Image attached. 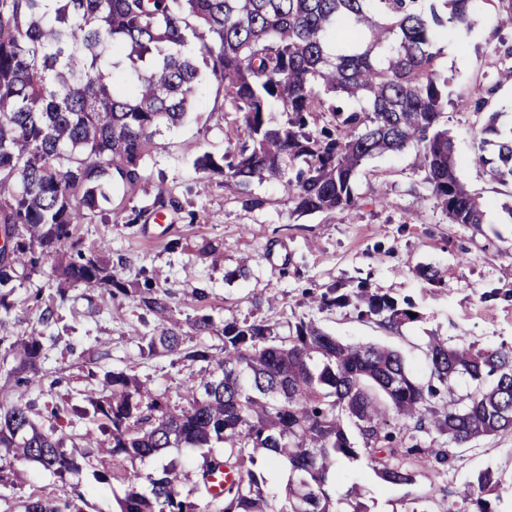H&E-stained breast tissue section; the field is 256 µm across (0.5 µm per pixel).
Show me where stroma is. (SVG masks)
I'll return each instance as SVG.
<instances>
[{
	"mask_svg": "<svg viewBox=\"0 0 512 512\" xmlns=\"http://www.w3.org/2000/svg\"><path fill=\"white\" fill-rule=\"evenodd\" d=\"M494 0H475L473 25L462 37L448 36L441 47L442 68L448 75V109L442 122L448 130L456 174L466 188L486 201L479 225L452 224L437 207L416 169L417 150L367 159L358 174V207L334 213L298 214L282 185L254 183L265 204L245 208L224 192L220 176L197 171L196 156L223 154L235 132L234 115L224 105V90L212 79L199 84L193 110L178 129L157 137L147 157L145 179L134 190L116 191L104 205V217L80 225L83 248L106 243L113 271L128 287L144 281L169 289L183 334L194 332L185 321L204 306L216 324L227 320H263L287 334L289 324L315 316L322 327L346 342H369L399 351L419 380L429 368L423 349L431 337L455 345L512 346V302L484 301L485 292L512 290V184L493 182L470 162L482 118L474 112L470 87L481 79L498 50L512 45V30L487 23L494 16ZM175 195L183 211H166L163 218L127 226L131 209L149 204L158 192ZM204 213L205 221L190 224L184 210ZM179 250H168V241ZM220 243L224 257L218 264L199 257L197 245ZM247 276H237L240 265ZM430 266L446 284L434 288L416 272ZM57 282L51 268L17 281L9 338L43 336L46 357L29 396L35 399L43 424L59 423L66 432L99 436L98 422L87 397L100 394L105 373L125 371L150 380L155 391L178 402L183 382L200 369L189 361L141 353L136 333L154 325L148 313L130 298L113 297L104 288L70 287L59 304L55 322L41 319L43 306L35 295H54ZM411 301L418 318L399 328L380 325L378 318L361 317L354 306L313 312L309 292L332 288L351 292L357 287ZM205 293L197 303V293ZM61 409L53 418L52 409ZM454 468L435 473L434 461L412 486L385 483L365 458L340 460L328 490L338 512L362 504L368 512H443L450 491L461 500L475 474L497 470L504 482L489 494L493 512H512V432L480 440L470 449H457ZM93 466L58 478L34 463H18L0 472V512H22L33 490L53 495L78 488L85 512H119L125 495L122 482H98ZM438 494H431V486Z\"/></svg>",
	"mask_w": 512,
	"mask_h": 512,
	"instance_id": "1",
	"label": "stroma"
}]
</instances>
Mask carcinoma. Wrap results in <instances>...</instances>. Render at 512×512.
I'll list each match as a JSON object with an SVG mask.
<instances>
[{
  "mask_svg": "<svg viewBox=\"0 0 512 512\" xmlns=\"http://www.w3.org/2000/svg\"><path fill=\"white\" fill-rule=\"evenodd\" d=\"M474 0H0V314L9 315L14 282L49 265L58 279L42 320L68 287L104 285L132 297L159 319L139 334L148 356L204 364L185 384V404L170 403L135 375L106 374L105 392L89 396L94 417L109 433L91 435L43 427L28 387L40 372L44 345L36 336L0 337L16 362V399L0 406V472L33 462L60 478L95 458L112 467L94 473L119 479L127 491L121 512H337L329 479L343 458L365 457L386 483L417 482L419 464L434 459L448 470L453 448L512 432V348L426 344L430 378L422 383L402 355L369 343H344L312 318L288 335L263 320L216 326L198 308L189 320L198 342L188 346L174 317L171 293L128 288L96 249H80L79 225L110 201L112 188L143 179L155 138L180 127L192 111L203 69L224 87L235 112V142L217 157L203 153L196 170L219 175L224 190L250 209L264 201L254 180L282 182L300 214L358 205L357 175L379 154L417 148L423 184L452 224L483 223L482 203L455 175L448 129V77L440 40L469 29ZM512 48L470 90L475 112L489 113L473 162L492 179L512 180V136L495 125L489 95L512 80ZM279 106L283 119L272 115ZM329 120L321 128L323 114ZM184 207L158 193L133 209L143 215ZM76 256L59 261L62 247ZM355 304L390 328L413 321L412 305L360 287L319 298V308ZM217 335L221 345L204 338ZM473 388L452 393L459 377ZM361 446H356V443ZM73 451H66V444ZM82 447L84 453H75ZM203 450L200 479L182 493L181 469H128L171 450ZM264 453L288 463V492L266 491L250 465ZM235 479L215 494L218 471ZM502 485L498 473H478L471 490L448 512H493L484 495ZM84 496L31 493L24 512H84Z\"/></svg>",
  "mask_w": 512,
  "mask_h": 512,
  "instance_id": "cac0c4a2",
  "label": "carcinoma"
}]
</instances>
